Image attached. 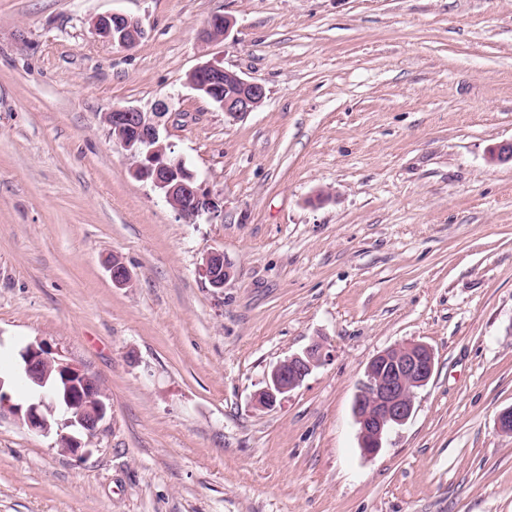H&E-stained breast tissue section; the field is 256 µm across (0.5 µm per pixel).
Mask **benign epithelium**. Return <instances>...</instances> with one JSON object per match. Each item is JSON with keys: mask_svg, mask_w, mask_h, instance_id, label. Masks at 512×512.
I'll list each match as a JSON object with an SVG mask.
<instances>
[{"mask_svg": "<svg viewBox=\"0 0 512 512\" xmlns=\"http://www.w3.org/2000/svg\"><path fill=\"white\" fill-rule=\"evenodd\" d=\"M230 26L228 17L212 16L200 33L201 42L208 44L225 38ZM95 28L102 38L120 47H132L144 35L140 20L119 13L97 18ZM187 84L219 103L224 115L233 121L257 110L266 98L261 83L245 79L211 61L193 69ZM157 116L156 112H143L134 107H114L102 114V122L132 160V174L150 182L179 218L190 223L203 214L218 215L223 211L221 201L197 183L184 162L174 156L171 144L160 139L155 122ZM107 268L115 286L125 287L131 283L132 274L125 262L119 260ZM199 272L215 289L224 288L236 276L234 265L220 250L204 254ZM22 355L23 380L27 384L39 383L43 389L23 403L9 405L11 412L33 432L47 435L52 428H58L62 431L60 438L64 441L65 452L83 455L86 447L83 437L97 434L108 413L100 383L84 370L53 356L41 342L28 344ZM330 359L329 348L320 341H313L302 352L278 362L271 369L265 387L256 394V405L274 406ZM434 365V352L423 342L387 348L370 360L352 406L364 455H377L385 434L411 417L416 392L428 384ZM52 371L68 388L63 407L57 417L51 419L46 411L52 412L54 408L48 404L51 392L45 382ZM68 427L77 428V432H63Z\"/></svg>", "mask_w": 512, "mask_h": 512, "instance_id": "7a95c632", "label": "benign epithelium"}]
</instances>
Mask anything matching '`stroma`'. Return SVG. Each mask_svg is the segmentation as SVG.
Here are the masks:
<instances>
[{
	"instance_id": "1",
	"label": "stroma",
	"mask_w": 512,
	"mask_h": 512,
	"mask_svg": "<svg viewBox=\"0 0 512 512\" xmlns=\"http://www.w3.org/2000/svg\"><path fill=\"white\" fill-rule=\"evenodd\" d=\"M111 13L138 44L96 34ZM209 60L263 105L228 121L186 83ZM116 106L162 108L223 218L185 223L131 174ZM506 141L512 0H0V366L41 341L109 407L76 457L0 413V512H512ZM315 339L330 361L255 408ZM408 341L433 375L366 457L358 383ZM95 28L102 38L119 47H133L144 35L140 20L119 13L98 17ZM231 26V20L223 14H215L206 23L200 33L201 42L208 44L226 37ZM199 272L211 288L215 289L224 288L236 276L234 265L220 250H211L204 254Z\"/></svg>"
}]
</instances>
